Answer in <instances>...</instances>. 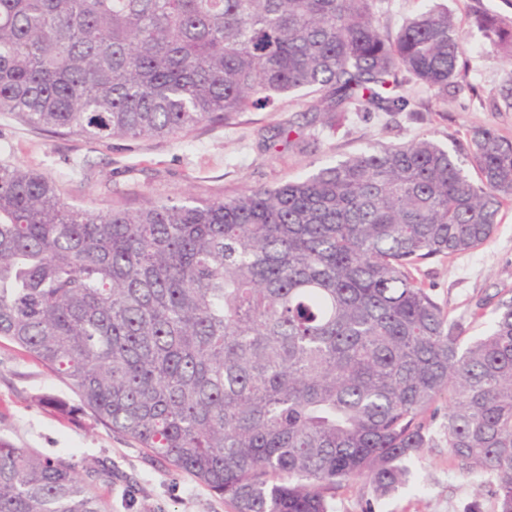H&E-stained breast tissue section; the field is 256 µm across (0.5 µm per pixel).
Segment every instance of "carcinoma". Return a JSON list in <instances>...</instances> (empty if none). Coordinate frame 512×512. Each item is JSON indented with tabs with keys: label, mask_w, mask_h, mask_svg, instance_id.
I'll return each instance as SVG.
<instances>
[{
	"label": "carcinoma",
	"mask_w": 512,
	"mask_h": 512,
	"mask_svg": "<svg viewBox=\"0 0 512 512\" xmlns=\"http://www.w3.org/2000/svg\"><path fill=\"white\" fill-rule=\"evenodd\" d=\"M375 0H0V113L90 142L184 136L284 94L323 112H409L460 87L462 34L432 4L395 38ZM493 48L512 21L478 16ZM472 180L421 136L237 197L107 214L0 163V338L65 380V416L193 476L233 512H332L385 496L434 446L512 512V296L462 326L411 273L476 250L512 196V142L470 137ZM112 467L0 440V512H104Z\"/></svg>",
	"instance_id": "cac0c4a2"
}]
</instances>
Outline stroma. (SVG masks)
I'll return each mask as SVG.
<instances>
[{"label": "stroma", "mask_w": 512, "mask_h": 512, "mask_svg": "<svg viewBox=\"0 0 512 512\" xmlns=\"http://www.w3.org/2000/svg\"><path fill=\"white\" fill-rule=\"evenodd\" d=\"M464 31L465 78L447 100L410 88L409 112H349L309 122L316 94H288L274 106L250 109L231 123H206L173 139H112L91 143L72 133L37 130L0 114V163L8 161L59 179L70 204L108 213L146 200L225 199L246 190L297 180L368 145L403 144L427 135L454 155L464 171L472 129L485 127L512 141V57L493 50L475 23L477 13L512 18V0H442ZM291 127L289 140L276 136ZM465 337L487 333L502 296L512 295V201L505 202L490 241L474 251L437 256L414 269ZM52 396L78 404L62 379L0 339V437L16 447L81 463L111 462L121 482L102 489L111 512H231L223 498L190 475L175 471L140 446L89 416L66 417L40 404ZM409 482L375 498L370 486L349 483L336 492L333 512H464L474 498L493 502L480 478L465 474L445 443L410 463Z\"/></svg>", "instance_id": "obj_1"}]
</instances>
